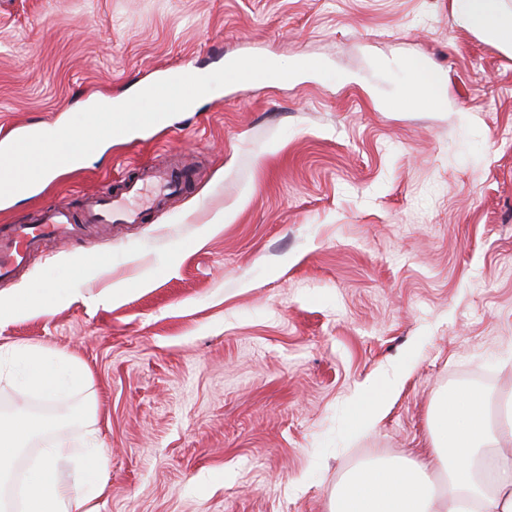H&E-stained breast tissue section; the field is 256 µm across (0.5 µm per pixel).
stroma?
<instances>
[{
  "label": "stroma",
  "mask_w": 512,
  "mask_h": 512,
  "mask_svg": "<svg viewBox=\"0 0 512 512\" xmlns=\"http://www.w3.org/2000/svg\"><path fill=\"white\" fill-rule=\"evenodd\" d=\"M243 52L341 77L220 88L0 200V224H33L147 163L194 171L142 222L46 241L0 282L62 296L0 318V345L89 375L65 405L2 378L0 414L64 420L79 458L73 413L91 400L98 512H328L361 464L427 453L438 391L512 392V55L460 26L454 0H0V142ZM410 62L441 77L447 110L390 107ZM397 368L387 415L362 428Z\"/></svg>",
  "instance_id": "obj_1"
}]
</instances>
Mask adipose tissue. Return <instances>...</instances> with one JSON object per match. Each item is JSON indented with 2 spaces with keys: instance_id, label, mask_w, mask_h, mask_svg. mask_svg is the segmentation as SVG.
I'll use <instances>...</instances> for the list:
<instances>
[{
  "instance_id": "obj_1",
  "label": "adipose tissue",
  "mask_w": 512,
  "mask_h": 512,
  "mask_svg": "<svg viewBox=\"0 0 512 512\" xmlns=\"http://www.w3.org/2000/svg\"><path fill=\"white\" fill-rule=\"evenodd\" d=\"M462 24L491 35L512 51V12L501 0H456ZM21 366L23 388L59 401L86 384L74 364L60 365L39 345L0 348ZM52 418H36L17 409L0 419V484L10 483L14 462L35 436H47L42 460L26 474L20 512H97L95 502L106 485L86 470H104L107 459L94 448L76 462L78 478L65 483L58 468L66 458V440ZM430 455L423 461L369 462L349 473L330 498V512H512V394L497 404L461 387L435 396L429 418Z\"/></svg>"
}]
</instances>
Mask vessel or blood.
Returning a JSON list of instances; mask_svg holds the SVG:
<instances>
[{
	"label": "vessel or blood",
	"mask_w": 512,
	"mask_h": 512,
	"mask_svg": "<svg viewBox=\"0 0 512 512\" xmlns=\"http://www.w3.org/2000/svg\"><path fill=\"white\" fill-rule=\"evenodd\" d=\"M188 174L182 169L156 165L142 167L141 175L129 182L125 190L113 196L90 201L82 224H101L112 221L138 222L141 213L134 204L143 199L148 189L158 194L172 195L186 185ZM82 224H74L63 210L48 211L39 224H7L0 227V281L18 276L30 255L45 240L54 239L71 243L78 239Z\"/></svg>",
	"instance_id": "obj_1"
}]
</instances>
